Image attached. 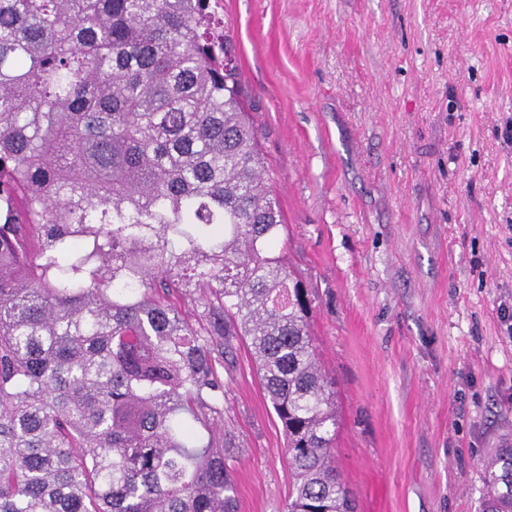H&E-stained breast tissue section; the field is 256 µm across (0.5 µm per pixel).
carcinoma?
I'll list each match as a JSON object with an SVG mask.
<instances>
[{
  "instance_id": "1",
  "label": "carcinoma",
  "mask_w": 512,
  "mask_h": 512,
  "mask_svg": "<svg viewBox=\"0 0 512 512\" xmlns=\"http://www.w3.org/2000/svg\"><path fill=\"white\" fill-rule=\"evenodd\" d=\"M220 8L0 0V512H235L213 421L238 339L285 512H356ZM481 467V512H512V444Z\"/></svg>"
}]
</instances>
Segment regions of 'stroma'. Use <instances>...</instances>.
Returning <instances> with one entry per match:
<instances>
[{
    "mask_svg": "<svg viewBox=\"0 0 512 512\" xmlns=\"http://www.w3.org/2000/svg\"><path fill=\"white\" fill-rule=\"evenodd\" d=\"M224 21L357 512H479L512 439V0H224ZM224 382L237 512H284L245 343Z\"/></svg>",
    "mask_w": 512,
    "mask_h": 512,
    "instance_id": "obj_1",
    "label": "stroma"
}]
</instances>
